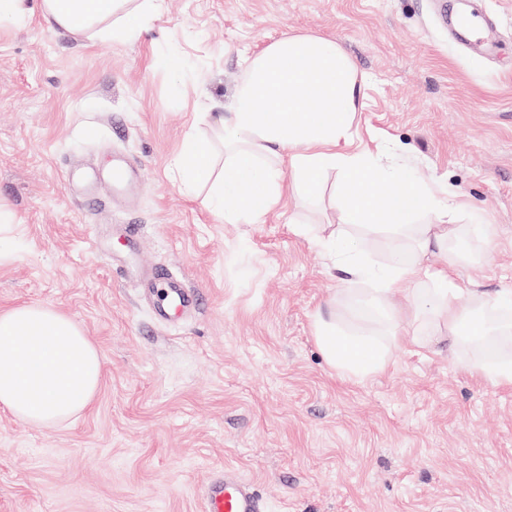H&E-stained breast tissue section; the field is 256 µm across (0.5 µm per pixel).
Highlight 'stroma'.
Returning a JSON list of instances; mask_svg holds the SVG:
<instances>
[{
	"label": "stroma",
	"instance_id": "1",
	"mask_svg": "<svg viewBox=\"0 0 512 512\" xmlns=\"http://www.w3.org/2000/svg\"><path fill=\"white\" fill-rule=\"evenodd\" d=\"M496 57L457 42L438 0H165L128 41L75 37L39 16L0 27V310L33 302L71 317L103 356L93 409L51 428L0 411V512H201L231 466L270 512H512V388L463 368L447 337L393 348L385 369L339 377L314 335L343 277L294 222L333 224L334 173L313 197L284 186L258 224H227L189 192L174 159L212 141L243 61L272 41L336 40L362 97L352 150L393 146V167L458 223L478 214L491 249L460 247L478 294L512 288V0H473ZM182 66L166 70L160 58ZM142 171L133 202L85 210L66 180L111 150ZM136 225L143 260L199 295L159 324L138 286L95 254Z\"/></svg>",
	"mask_w": 512,
	"mask_h": 512
}]
</instances>
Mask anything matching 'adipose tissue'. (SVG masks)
Instances as JSON below:
<instances>
[{
    "instance_id": "obj_1",
    "label": "adipose tissue",
    "mask_w": 512,
    "mask_h": 512,
    "mask_svg": "<svg viewBox=\"0 0 512 512\" xmlns=\"http://www.w3.org/2000/svg\"><path fill=\"white\" fill-rule=\"evenodd\" d=\"M161 2L0 0V26L26 22L37 11L75 36L131 40L158 15ZM359 94L354 66L336 41L306 36L273 42L248 59L228 114L216 120L223 159L190 134L176 170L188 189L210 185L208 205L228 224L260 223L279 203L284 176L306 195L325 172H335L339 222L335 232L314 241L333 249L348 275L332 299L345 316H316L314 334L328 363L346 379L382 372L392 345L432 347L443 329L451 345L476 340L486 333L478 314L512 310L511 288L477 298L476 309L461 307L474 291L457 273L460 257L452 245L478 227L453 223L455 206L442 204L436 190L411 173L351 150ZM431 214L436 223H423ZM377 233L383 259L370 262L367 240ZM433 248L441 257L435 269L425 262ZM395 289L419 324L413 332L383 306ZM101 369L99 349L69 316L42 304L0 311V411L32 426L63 423L93 405Z\"/></svg>"
}]
</instances>
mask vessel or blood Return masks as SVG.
Instances as JSON below:
<instances>
[{
    "label": "vessel or blood",
    "instance_id": "obj_1",
    "mask_svg": "<svg viewBox=\"0 0 512 512\" xmlns=\"http://www.w3.org/2000/svg\"><path fill=\"white\" fill-rule=\"evenodd\" d=\"M445 14L452 27L467 33L469 40L480 43L486 51H494L496 40L492 20L457 10L454 0H446ZM141 177V170L128 157L113 155L111 162L98 170L83 173L90 185L107 184L113 193L128 191ZM137 274L147 292L160 293L155 309L158 322H170L174 313L195 309L198 296L181 280L152 267L137 266ZM203 512H266L267 505L251 483L233 467L214 472L202 488Z\"/></svg>",
    "mask_w": 512,
    "mask_h": 512
}]
</instances>
